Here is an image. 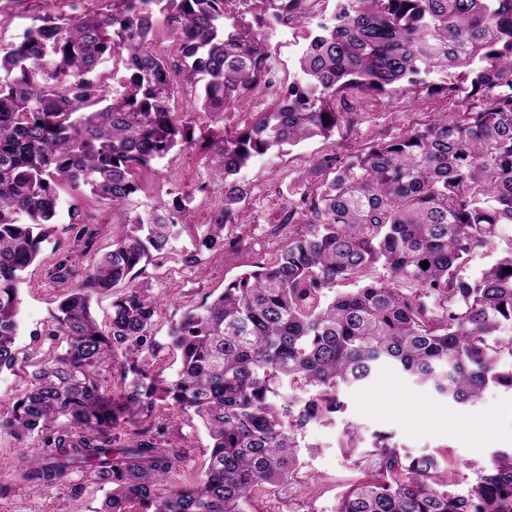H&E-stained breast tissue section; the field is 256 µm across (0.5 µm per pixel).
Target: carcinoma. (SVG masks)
I'll return each mask as SVG.
<instances>
[{
    "label": "carcinoma",
    "instance_id": "carcinoma-1",
    "mask_svg": "<svg viewBox=\"0 0 512 512\" xmlns=\"http://www.w3.org/2000/svg\"><path fill=\"white\" fill-rule=\"evenodd\" d=\"M244 5L228 12V4ZM103 13L34 17L22 40L0 47V371L28 363L16 347L25 272L56 232L92 240L80 212L84 189L114 207L139 190L188 126L172 111V69L150 48L161 14L179 44L185 80L200 83L201 108L228 112L263 79L266 31L303 30L302 79L273 112L213 142L212 174L224 207L198 234L190 267L224 250L237 223L252 161L283 145L330 137L347 91L383 95L445 91L451 109L389 140L317 159L321 184L288 201L276 256L186 311L169 328L181 364L165 381L131 362L108 395L101 370L117 351L151 350L159 300L131 284L134 271L168 245L182 207H159L121 225L112 249L80 268L70 255L51 277L71 283L48 335L65 343L34 365L0 436L23 450L17 470L30 487L90 471L110 486L97 512H253L257 495L300 482L298 436L344 410L340 391L399 368L457 404L494 383L512 390V237L475 276L464 275L478 246L512 229V0H336L309 26V0H108ZM111 60L122 90L96 78ZM446 74L442 84L433 74ZM429 262L424 269L421 262ZM380 264L390 278L371 279ZM129 281L112 302L109 326L91 296ZM340 282L355 287L335 292ZM200 419L211 439L199 481L164 488L188 449L148 435L156 401ZM66 419L63 427L56 421ZM132 430L121 445L112 429ZM361 450L348 429L338 447L358 478L336 512H512V449L494 452L467 491L452 489L450 454L411 457L392 435Z\"/></svg>",
    "mask_w": 512,
    "mask_h": 512
}]
</instances>
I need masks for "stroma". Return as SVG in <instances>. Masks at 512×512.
Segmentation results:
<instances>
[{
	"instance_id": "obj_1",
	"label": "stroma",
	"mask_w": 512,
	"mask_h": 512,
	"mask_svg": "<svg viewBox=\"0 0 512 512\" xmlns=\"http://www.w3.org/2000/svg\"><path fill=\"white\" fill-rule=\"evenodd\" d=\"M85 13L103 12L107 0H0V45L18 41L34 16L45 12L70 13L72 7ZM271 51L272 82L259 83L235 111L223 114L201 112L195 94L183 77L175 79V110L194 130L195 145L174 148L166 159L140 175L141 188L126 205L112 208L92 195H83V214L94 232L92 247L77 242L73 233L59 235L45 244L41 259L31 266L21 292V331L17 346L36 363L59 351L46 329L66 284L52 281L49 270L65 252L77 255L81 265L95 263L112 246L118 225L134 216L147 215L154 206L173 205L182 195H191L190 225H177L161 259L149 262L135 275V284L162 303L153 330L154 350L137 359L148 372L172 379L179 356L169 346L168 329L189 309L208 296L223 291L225 284L242 272L273 258L283 236L270 220L279 215L290 195L316 186L306 173L313 162L330 154L355 152L373 139L391 138L417 120H428L449 110L447 97L405 92L367 98L357 92L346 99L355 115L352 124L341 125L330 138L320 137L284 147L255 161L241 173L250 184L244 214L237 225L227 226L230 248L204 254L199 265L184 264L193 251L196 226L209 223L224 201V187L210 175V139L224 127L245 128L257 113L270 112L280 100L282 86L300 76L298 57L303 40L291 26L274 25L267 32ZM345 410L334 418L309 424L300 440V474L319 484L316 494L295 488L276 499L258 498L259 512H335L337 498L356 479V472L342 456L338 441L348 425L359 426L364 440L374 433L392 434L403 451L413 455L433 454L449 448L457 467L459 483L471 482L494 451L512 448V390L489 387L472 405H458L434 391L420 387L412 377L392 366L380 368L370 383L342 391ZM164 438L178 440L188 450L181 467L168 483L178 487L199 478L208 457L210 439L197 419L174 410L160 413ZM40 448L38 438L18 443L0 436V512H97L107 495L106 487L93 474L79 472L64 485L41 491L30 489L17 477L21 447Z\"/></svg>"
}]
</instances>
